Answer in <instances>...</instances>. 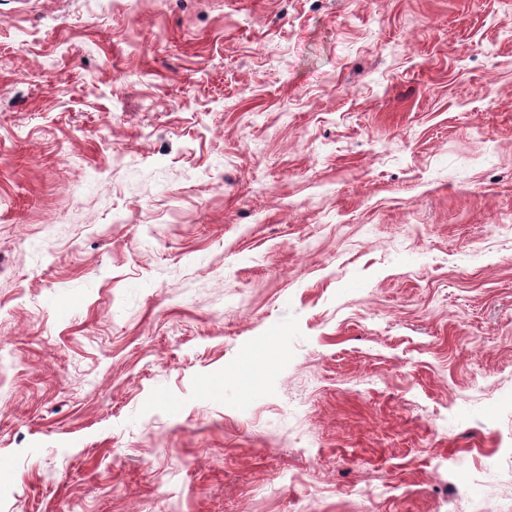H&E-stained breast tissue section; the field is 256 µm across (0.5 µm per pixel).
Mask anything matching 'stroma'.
I'll use <instances>...</instances> for the list:
<instances>
[{"label":"stroma","instance_id":"obj_1","mask_svg":"<svg viewBox=\"0 0 512 512\" xmlns=\"http://www.w3.org/2000/svg\"><path fill=\"white\" fill-rule=\"evenodd\" d=\"M512 512V0H0V512Z\"/></svg>","mask_w":512,"mask_h":512}]
</instances>
